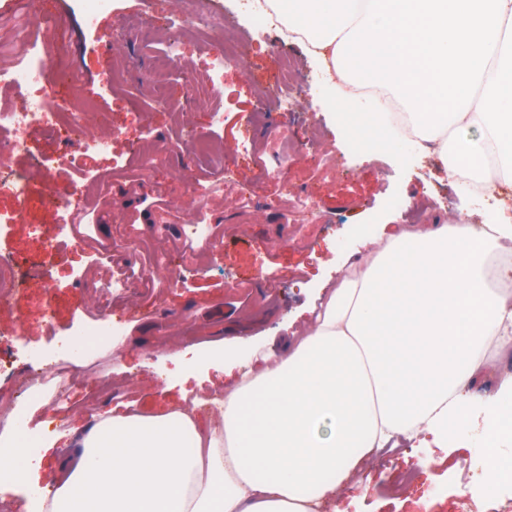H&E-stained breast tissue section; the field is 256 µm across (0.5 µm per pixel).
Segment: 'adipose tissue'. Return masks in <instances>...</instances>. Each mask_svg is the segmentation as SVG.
Returning <instances> with one entry per match:
<instances>
[{
  "label": "adipose tissue",
  "instance_id": "obj_1",
  "mask_svg": "<svg viewBox=\"0 0 512 512\" xmlns=\"http://www.w3.org/2000/svg\"><path fill=\"white\" fill-rule=\"evenodd\" d=\"M257 14L304 46L336 82V106L362 146L404 154L439 144L449 178L512 180V0H253ZM374 85L407 111L399 133ZM479 123L476 138L445 141ZM495 166H488V156ZM512 243V215L400 230L320 297V311L281 352L265 355L209 400L155 411L113 406L84 434L60 432L15 460L1 436L0 483L46 512H321L373 449L430 435L442 448L481 424L488 482L512 485V378L484 394L471 382L492 342L512 341V265L486 283L489 250ZM53 491L39 486L51 451Z\"/></svg>",
  "mask_w": 512,
  "mask_h": 512
}]
</instances>
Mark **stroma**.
Here are the masks:
<instances>
[{
    "instance_id": "35a3bbf8",
    "label": "stroma",
    "mask_w": 512,
    "mask_h": 512,
    "mask_svg": "<svg viewBox=\"0 0 512 512\" xmlns=\"http://www.w3.org/2000/svg\"><path fill=\"white\" fill-rule=\"evenodd\" d=\"M211 2L248 39L245 60L220 77L202 79L209 60L223 55L224 40L184 38L165 87L170 106L158 109L148 63L151 50L163 43L147 44L144 25L151 20L178 29L192 11V0H113L105 8L98 0H40V13L55 37L56 66L69 68L81 99L94 103L85 119L88 131H111L115 138L110 155H83L77 172L66 165L74 148L60 130L32 133L29 153L10 158L15 171L30 176V202L25 222L0 234V254L31 265L41 248L33 226L48 232L57 220L41 203L42 180L30 173L37 160L57 172L65 196L83 198L79 230L89 240L87 252L59 253L51 270L53 295L33 284L16 302L0 306V409L20 402L18 393L29 375L27 349L41 350L51 360L70 359L69 346L82 324L100 319L110 322L122 340L112 355L105 345L93 346L69 390L67 414L50 407L34 415L31 426L43 434L84 429L122 402L146 410L177 398L183 388L201 398L199 414H209L210 389L223 386L224 375L201 364L200 356L222 345L227 365L238 376L248 371L252 353L279 350L302 323L313 321L320 288L351 274L352 261L368 253L363 229L408 226L410 216L397 209L398 199L422 207L429 224L491 221L492 200L463 196L436 155L403 161L346 139L329 109L323 72L303 46L263 25L243 0ZM285 55L295 58L301 82L300 107L288 114L274 103H259L253 88L276 81ZM115 70L124 72V81L105 86ZM227 95L232 101L223 124H212L213 104ZM259 109L269 123L286 130L300 156L281 178L258 183L251 200L241 203L225 186L224 173L250 177L251 161L234 145L242 138L241 115ZM190 130L223 141L224 158H200L181 147ZM316 132L321 135L317 142L312 139ZM324 145L338 159L332 175L321 162ZM143 147L163 157L148 171L128 162L134 149ZM201 195L207 208L198 217L192 202ZM308 195L318 197L319 212L307 223H294L289 202ZM155 217L170 225L167 235L157 234L151 224ZM198 218L222 235L221 254L200 239L183 244L188 224ZM164 254L181 275L178 286L107 295L106 283L138 267L151 270ZM270 278L278 279L279 287H267ZM48 304L55 311L49 334L42 328ZM114 375L120 381L113 384L111 398L101 397L100 377ZM473 454L468 447L372 454L359 486L339 491L336 502L342 512H422L419 501L426 497L434 502L431 512H506L511 488L483 502L467 495L466 482L482 478L470 468ZM404 471L413 472L414 481L402 494H391L389 485Z\"/></svg>"
}]
</instances>
